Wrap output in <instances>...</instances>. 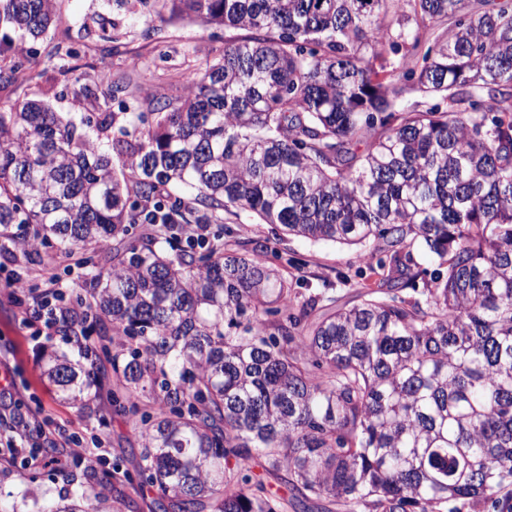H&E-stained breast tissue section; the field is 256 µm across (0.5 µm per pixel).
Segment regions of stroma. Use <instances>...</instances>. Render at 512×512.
<instances>
[{"instance_id":"stroma-1","label":"stroma","mask_w":512,"mask_h":512,"mask_svg":"<svg viewBox=\"0 0 512 512\" xmlns=\"http://www.w3.org/2000/svg\"><path fill=\"white\" fill-rule=\"evenodd\" d=\"M58 13L68 23V32L49 29L37 40V55L27 81L0 84V108L9 109L22 99L50 103L65 118L81 122L99 112L146 111L150 101L160 97L177 99L184 94L185 72L202 60L217 57L232 36L217 25L201 26L187 21L146 24L144 18L129 13L117 0H58ZM111 17L115 30L112 41L99 40L85 30L83 21L94 14ZM136 68H129V61ZM113 76L132 74L131 94L112 96L109 86H101L96 101L78 97L81 85L91 81L101 66ZM224 247L228 250L265 244L264 260L276 266L298 291L323 287L336 281L338 273L357 275L361 286H373L376 277L359 268L357 247L311 243L298 238H280L272 224H258L246 214L224 215ZM46 244L38 249V259L15 250L0 251V273L29 276L39 270L40 259L53 258L54 272L64 287L67 301H74L84 275L72 261L55 257ZM53 350L81 363L82 378L96 387L93 400L76 404L62 397L56 386L43 376L41 354ZM0 361L10 365L16 392L23 399L24 415L46 431L82 432L99 435L112 446V459L121 470L135 472L140 443L131 432L127 417L113 411L105 390L111 379L101 378L89 359L81 358L78 347L61 333L37 335L35 327L23 326L21 316L0 293ZM83 465L71 463L67 474L54 469L26 470L0 462V512H42L51 503L97 492Z\"/></svg>"}]
</instances>
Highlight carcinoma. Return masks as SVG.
I'll list each match as a JSON object with an SVG mask.
<instances>
[{"label": "carcinoma", "mask_w": 512, "mask_h": 512, "mask_svg": "<svg viewBox=\"0 0 512 512\" xmlns=\"http://www.w3.org/2000/svg\"><path fill=\"white\" fill-rule=\"evenodd\" d=\"M164 6L248 35L93 138L44 101L0 110V238L85 269L61 331L112 342L153 509L512 512V0ZM56 14L0 0V84ZM231 208L360 247L378 283L353 305L303 294L219 232L167 251ZM44 373L85 401L66 357Z\"/></svg>", "instance_id": "obj_1"}]
</instances>
